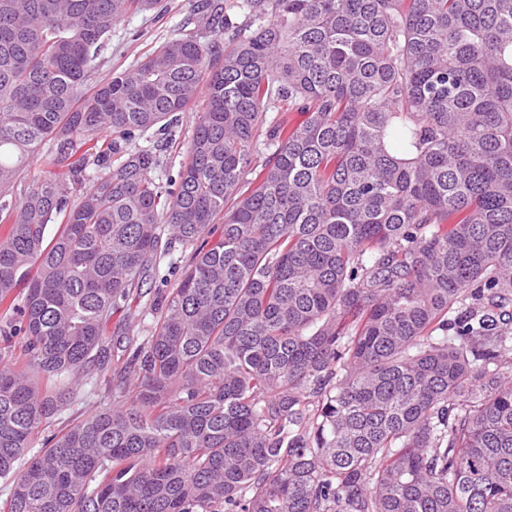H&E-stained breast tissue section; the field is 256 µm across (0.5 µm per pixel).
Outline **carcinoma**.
Returning <instances> with one entry per match:
<instances>
[{"label":"carcinoma","mask_w":512,"mask_h":512,"mask_svg":"<svg viewBox=\"0 0 512 512\" xmlns=\"http://www.w3.org/2000/svg\"><path fill=\"white\" fill-rule=\"evenodd\" d=\"M236 8L91 87L161 0H0L7 512H512V0ZM203 106L204 98L201 97L188 112L181 115V123L175 128V141L170 145L167 152L163 153L164 164L155 173L160 182L165 183L167 178L176 176L179 163L183 159L188 141L192 135L196 112L201 110ZM148 275L150 277L148 276L146 278V280L144 281L143 286H142V292H143L144 297L142 298L141 305L136 307L137 302L134 301L131 305L130 310H125L124 312L115 314L112 317V326H111L112 327V339H113L114 326H115V324L118 323V320L123 318V316H125V319L127 320L126 322L131 325L130 335L131 336H140L141 335V333H138L139 324L140 323L142 324V319L144 318V317H142L141 308H142V306H144V304L146 302H149V300L152 299L153 295H155V293L158 290L157 285H159V280H157V282L155 284V279L152 278V276H153L152 272H150Z\"/></svg>","instance_id":"cac0c4a2"}]
</instances>
